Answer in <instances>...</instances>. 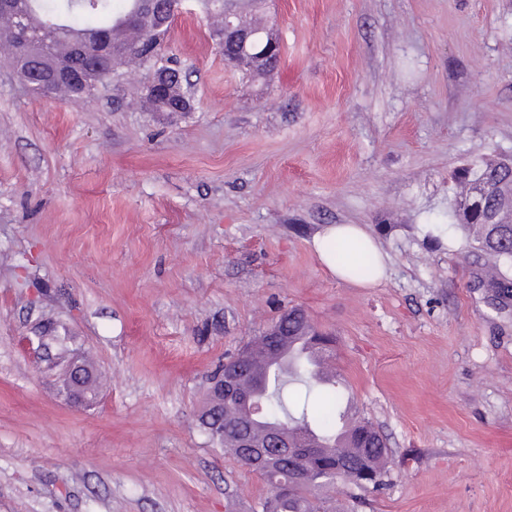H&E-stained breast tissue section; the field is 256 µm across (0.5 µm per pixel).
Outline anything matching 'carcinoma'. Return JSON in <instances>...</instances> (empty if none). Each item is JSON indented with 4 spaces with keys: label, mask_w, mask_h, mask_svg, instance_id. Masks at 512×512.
<instances>
[{
    "label": "carcinoma",
    "mask_w": 512,
    "mask_h": 512,
    "mask_svg": "<svg viewBox=\"0 0 512 512\" xmlns=\"http://www.w3.org/2000/svg\"><path fill=\"white\" fill-rule=\"evenodd\" d=\"M27 14L31 25L37 29L48 30L51 50L48 57L37 59L24 50L17 38L7 30L0 33V40H5L4 47L22 78L31 76L32 71L53 72V62L61 61L74 70L97 65L101 73L110 77L117 74L125 59L144 71H149L135 52V44L141 40L156 41V55L160 58L159 67L168 68L171 84L182 85L181 74L169 66V59L162 53L171 27L156 31V21L148 6V0H120L121 9L114 11V0H12ZM197 7L209 19L213 20L212 34L223 33V22L219 10L211 9L210 0H197ZM243 22L257 33L256 41L247 46V52L239 57L243 67L258 72L271 68L274 63L259 58L262 39L267 24H260L248 16ZM134 25L135 37L126 40H113L112 52L94 62L80 57L76 52L78 43H94L96 37L106 31L114 34L117 28H129ZM56 85L48 90L38 86L30 88L36 97H48V94L62 93L74 99H86L93 96L97 86L93 83L81 89H75L62 77L55 78ZM474 178L465 182L459 205L453 210L452 219L458 221L471 236L478 248L494 261L496 273L485 274L488 287L494 291H505L512 287V278L508 271L512 269V222L501 224H482L478 217L468 212V202L476 195L482 183L493 182V187L482 195L485 211L502 213L508 208L505 197L498 190H507L512 185V166L478 165L472 170ZM334 339L329 333L317 328H307L301 322L293 327V334L288 336V370L271 371L270 360L259 364L255 357L239 365L241 380L256 381L257 389L262 392L265 415L282 421L288 431L294 435L304 434L320 442L321 453L306 462V470L312 473L313 481L306 484L291 482V470L287 466L273 464L268 471L261 472L268 487V495L262 503V512H337L335 499L331 492L339 486H353L359 489H377L385 485V463L387 454L386 440L375 426L358 411L345 415L343 405L342 382L339 377L326 382L322 379L318 363L307 349L318 348L321 339ZM297 381L306 387L305 397L316 393L322 401L318 411L303 401L297 411L287 408L284 390L288 383ZM242 410L240 404L231 401L224 405V415L211 423L208 430L211 439L224 446L235 458H240L242 449L235 440L238 434L236 415ZM342 459L350 466L340 476L328 478L325 473L333 468L336 460Z\"/></svg>",
    "instance_id": "1"
}]
</instances>
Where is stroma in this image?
I'll return each mask as SVG.
<instances>
[{"label":"stroma","mask_w":512,"mask_h":512,"mask_svg":"<svg viewBox=\"0 0 512 512\" xmlns=\"http://www.w3.org/2000/svg\"><path fill=\"white\" fill-rule=\"evenodd\" d=\"M269 10L282 54L253 76L186 0L166 54L189 112L146 111L134 68L46 101L0 59V512H260L199 417L292 307L387 442L386 484L341 512H512V302L435 228L458 172L512 157V0ZM329 224L374 237L380 284L328 272ZM87 356L103 384L77 407L58 374Z\"/></svg>","instance_id":"1"}]
</instances>
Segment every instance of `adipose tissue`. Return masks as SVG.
I'll return each instance as SVG.
<instances>
[{"instance_id": "adipose-tissue-1", "label": "adipose tissue", "mask_w": 512, "mask_h": 512, "mask_svg": "<svg viewBox=\"0 0 512 512\" xmlns=\"http://www.w3.org/2000/svg\"><path fill=\"white\" fill-rule=\"evenodd\" d=\"M313 245L321 262L334 276L350 280V267L337 261L335 249L343 247L350 259H357L363 252H371L374 257L376 278H383L386 273L385 255L375 239L359 224H331L313 240Z\"/></svg>"}]
</instances>
